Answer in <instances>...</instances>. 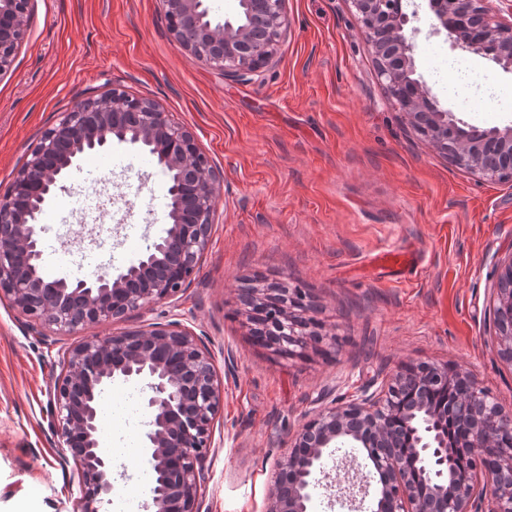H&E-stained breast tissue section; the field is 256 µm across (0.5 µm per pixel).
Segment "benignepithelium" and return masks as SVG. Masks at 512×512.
I'll use <instances>...</instances> for the list:
<instances>
[{
	"label": "benign epithelium",
	"mask_w": 512,
	"mask_h": 512,
	"mask_svg": "<svg viewBox=\"0 0 512 512\" xmlns=\"http://www.w3.org/2000/svg\"><path fill=\"white\" fill-rule=\"evenodd\" d=\"M492 0H349L388 99L428 144L455 166L483 178L512 181V124L477 130L443 105L417 70L420 34L443 36L462 50L512 73L511 17ZM175 42L193 61L238 79L277 55L291 22L284 0H241L247 22L215 23L208 0H159ZM29 0H0V72L24 36ZM170 144L161 166L168 182L166 224L137 262L94 278L48 279L38 216L66 188V176L88 150L119 145L142 150ZM219 174L195 134L171 122L161 107L120 89L62 115L46 129L25 165L0 191V299L32 329L70 335L173 300L195 280L212 231ZM302 288L259 286L243 300L252 334L276 354L292 357L323 341L336 342L315 319ZM500 357L512 365V256L499 265L492 304ZM443 387L460 380L452 414L464 424L462 443L474 464L460 470L440 434V417L422 404L402 409L405 447L399 452L386 421L398 409L406 378ZM116 381L141 386L142 444L154 479L146 512H200L206 457L223 392L210 351L178 320L153 322L110 336H87L64 353L53 386L61 447L77 468L79 512L112 499L113 460L99 444L98 400ZM501 460L497 474L481 460ZM418 463L420 482L410 480ZM347 512H512V409L469 372L429 361L400 365L358 392L316 411L288 440L274 464L266 512H311L319 489Z\"/></svg>",
	"instance_id": "obj_1"
}]
</instances>
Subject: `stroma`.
<instances>
[{"mask_svg":"<svg viewBox=\"0 0 512 512\" xmlns=\"http://www.w3.org/2000/svg\"><path fill=\"white\" fill-rule=\"evenodd\" d=\"M291 30L265 68L240 79L189 61L158 0H30L26 33L0 73V186L41 134L84 100L119 88L158 102L188 127L222 180L200 275L154 310L85 328L107 336L180 320L211 352L224 402L205 462L201 512H264L288 435L325 403L400 363L471 372L512 405V367L492 337L497 264L512 252V182L456 168L386 99L348 0H285ZM452 42L420 38L417 66L438 98L472 125L512 123L496 103L464 106L435 75ZM98 188L114 212V266L131 264L166 221L167 180L122 147L73 171L51 206ZM412 251L393 275L376 255ZM262 275L307 289L312 316L336 335L328 352L283 358L256 345L238 313ZM77 336L40 335L0 301V512H73L74 465L51 408L62 352ZM235 370L225 375L224 358ZM115 490L144 495L142 454L116 458Z\"/></svg>","mask_w":512,"mask_h":512,"instance_id":"obj_1","label":"stroma"}]
</instances>
